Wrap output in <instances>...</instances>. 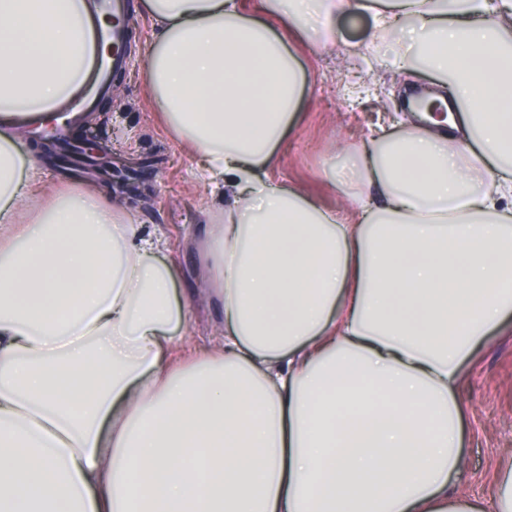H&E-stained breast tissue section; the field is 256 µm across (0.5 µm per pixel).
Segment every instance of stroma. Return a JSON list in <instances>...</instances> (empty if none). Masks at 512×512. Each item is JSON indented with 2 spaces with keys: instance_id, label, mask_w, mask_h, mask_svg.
I'll use <instances>...</instances> for the list:
<instances>
[{
  "instance_id": "35a3bbf8",
  "label": "stroma",
  "mask_w": 512,
  "mask_h": 512,
  "mask_svg": "<svg viewBox=\"0 0 512 512\" xmlns=\"http://www.w3.org/2000/svg\"><path fill=\"white\" fill-rule=\"evenodd\" d=\"M128 52L126 72L117 89L105 95L80 130L82 140L98 142L93 165L115 163L112 184L83 180L82 188L118 200L144 232L166 234L163 261L176 273L178 298L190 314L180 331L192 345L202 347L217 338L213 306L200 287L196 271L202 250L195 231L210 217V189L192 147L168 128L144 78V62L152 37V23L142 0H129L126 18ZM342 43L312 53L302 51L308 92L298 123L287 134L279 152L275 177L305 193L335 203L338 191L324 175L331 164L344 165L345 155L333 154L334 144L359 145L369 121L350 97L353 86L368 88L369 97L384 102L389 111L401 109L407 86L391 58L366 51L372 31L368 15L353 13L336 21ZM25 155L36 158L39 178L49 187L64 188L60 173L73 162L64 147L54 154L19 137ZM459 397L465 407L462 420L464 493L488 499L495 492V474L512 463V319L503 335L480 348L470 364Z\"/></svg>"
}]
</instances>
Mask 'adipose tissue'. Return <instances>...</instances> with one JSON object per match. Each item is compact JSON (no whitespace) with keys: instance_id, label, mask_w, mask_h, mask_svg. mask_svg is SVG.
<instances>
[{"instance_id":"1","label":"adipose tissue","mask_w":512,"mask_h":512,"mask_svg":"<svg viewBox=\"0 0 512 512\" xmlns=\"http://www.w3.org/2000/svg\"><path fill=\"white\" fill-rule=\"evenodd\" d=\"M147 86L223 200L198 231L217 344L183 356L163 235L42 192L19 118L94 51L86 0H0V512H512L464 497L458 389L512 316V0H144ZM369 51L443 119L379 118L327 206L274 179L306 78L292 41ZM44 201H36L38 193Z\"/></svg>"}]
</instances>
